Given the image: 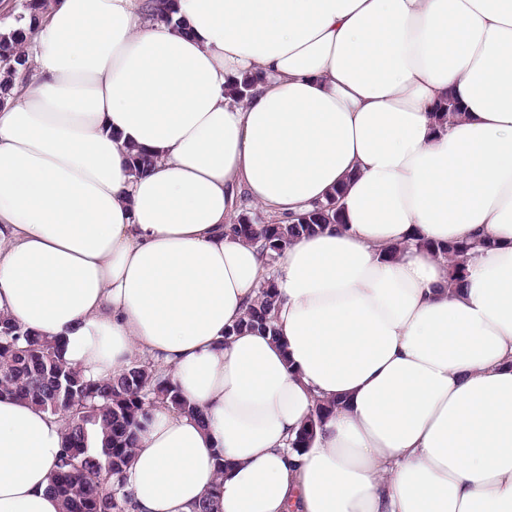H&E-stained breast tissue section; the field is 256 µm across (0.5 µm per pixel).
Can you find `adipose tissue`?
Wrapping results in <instances>:
<instances>
[{"mask_svg":"<svg viewBox=\"0 0 512 512\" xmlns=\"http://www.w3.org/2000/svg\"><path fill=\"white\" fill-rule=\"evenodd\" d=\"M175 10L52 0L0 108V314L94 379L149 359L205 414L152 409L130 512H512V0ZM337 190L275 270L230 230L239 192L285 224ZM475 236L449 289L437 248ZM268 275L276 336H227ZM63 426L0 397V512H62ZM336 407L335 402H320L316 405L314 412L302 424L299 432L293 440L289 441V445L296 451H302L307 448L311 441L314 439L317 430L322 425V422L327 418Z\"/></svg>","mask_w":512,"mask_h":512,"instance_id":"adipose-tissue-1","label":"adipose tissue"}]
</instances>
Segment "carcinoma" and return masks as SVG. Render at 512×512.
Returning <instances> with one entry per match:
<instances>
[{
    "instance_id": "carcinoma-1",
    "label": "carcinoma",
    "mask_w": 512,
    "mask_h": 512,
    "mask_svg": "<svg viewBox=\"0 0 512 512\" xmlns=\"http://www.w3.org/2000/svg\"><path fill=\"white\" fill-rule=\"evenodd\" d=\"M50 0H23L10 27L0 32V107L24 79L25 45L33 37ZM175 0H152L158 19H173ZM341 192L287 224H267L257 215L241 214L234 224L238 237L259 247L267 264L274 263L293 242L341 223ZM480 242H452L437 250L448 257V287L464 282L469 252ZM278 294L274 280L265 279L260 295L228 335L261 330L276 336ZM0 395L30 403L65 422L62 451L51 473V486L63 512H128L132 493L126 473L149 408L168 403L201 418L202 411L183 397L170 377L149 361H136L107 380L86 377L65 358L61 341L23 328L0 316ZM336 407L320 402L289 445L308 447L322 422Z\"/></svg>"
}]
</instances>
